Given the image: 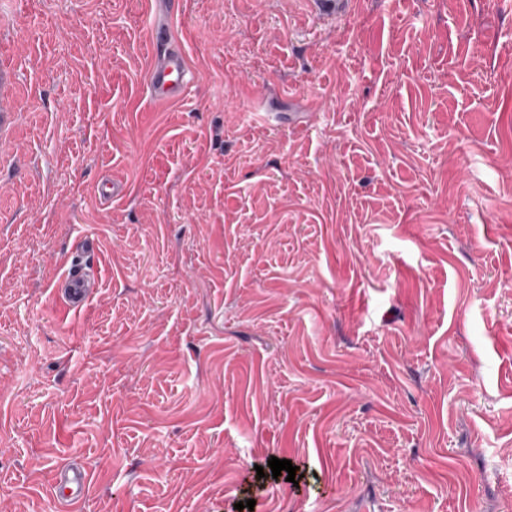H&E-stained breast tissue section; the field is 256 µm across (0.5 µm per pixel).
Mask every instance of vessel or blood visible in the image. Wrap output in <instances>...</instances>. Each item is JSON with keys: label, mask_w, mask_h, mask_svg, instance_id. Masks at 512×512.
I'll return each mask as SVG.
<instances>
[{"label": "vessel or blood", "mask_w": 512, "mask_h": 512, "mask_svg": "<svg viewBox=\"0 0 512 512\" xmlns=\"http://www.w3.org/2000/svg\"><path fill=\"white\" fill-rule=\"evenodd\" d=\"M150 64L144 74V86L150 102L172 106L183 101L190 90L193 68L188 54L179 45L169 26L155 28ZM65 273L54 288L65 309L77 312L87 306L100 286L99 273L93 264L64 259ZM89 491L85 467L72 462L58 468L52 484V498L62 512H83Z\"/></svg>", "instance_id": "obj_1"}]
</instances>
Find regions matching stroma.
<instances>
[{"label": "stroma", "mask_w": 512, "mask_h": 512, "mask_svg": "<svg viewBox=\"0 0 512 512\" xmlns=\"http://www.w3.org/2000/svg\"><path fill=\"white\" fill-rule=\"evenodd\" d=\"M290 2L181 0L162 108L142 0H0V512H512V9ZM150 64L144 74L146 94L155 106H173L186 98L193 80L188 54L167 24L154 29ZM65 273L54 285L67 311L77 312L87 306L100 287L99 273L93 264L76 261L73 256L65 257ZM89 491V475L85 467L72 462L58 468L52 484V498L61 510L84 511Z\"/></svg>", "instance_id": "obj_1"}]
</instances>
